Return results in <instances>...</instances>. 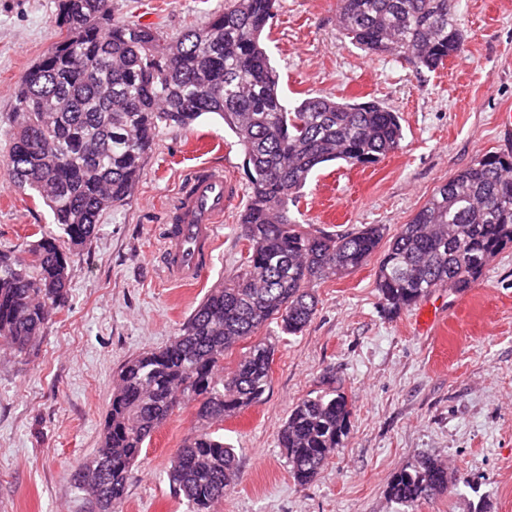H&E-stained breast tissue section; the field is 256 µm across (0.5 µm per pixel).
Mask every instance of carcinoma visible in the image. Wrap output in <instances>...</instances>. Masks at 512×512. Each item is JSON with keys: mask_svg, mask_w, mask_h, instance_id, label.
<instances>
[{"mask_svg": "<svg viewBox=\"0 0 512 512\" xmlns=\"http://www.w3.org/2000/svg\"><path fill=\"white\" fill-rule=\"evenodd\" d=\"M278 0H227L224 12L178 37L111 19L110 0H59L66 36L29 68L16 94L9 180L37 194L62 234H44L23 260L0 251V338L35 349L51 312L68 297L69 268L97 232L103 212L123 204L157 130L218 116L245 155L250 195L240 214L245 261L210 289L160 349L121 368L99 447L75 474L91 512H122L147 439L195 402L199 429L171 460L168 480L189 512H210L237 476L234 449L213 424L262 401L274 347L252 343L231 376L224 354L271 322L303 331L316 311L311 286L340 278L375 253L382 224L351 234L300 229L289 215L319 166L372 164L403 138L399 113L372 100L320 95L290 106L279 90L262 34ZM339 29L368 54L404 58L420 74L460 53L450 0H338ZM512 246V156L486 155L440 185L384 251L376 288L389 315L440 288L463 293L492 257ZM307 395L279 433L289 473L305 487L343 445L349 402L336 380ZM448 469L422 455L396 472L387 494L411 512L446 492Z\"/></svg>", "mask_w": 512, "mask_h": 512, "instance_id": "carcinoma-1", "label": "carcinoma"}]
</instances>
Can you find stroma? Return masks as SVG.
Instances as JSON below:
<instances>
[{"label": "stroma", "instance_id": "obj_1", "mask_svg": "<svg viewBox=\"0 0 512 512\" xmlns=\"http://www.w3.org/2000/svg\"><path fill=\"white\" fill-rule=\"evenodd\" d=\"M120 22L155 20L165 37L203 25L225 0H111ZM337 0H279L264 42L290 103L327 95L363 98L399 112L401 147L369 166L339 161L314 171L290 215L303 230L387 235L432 193L485 154H510L499 129L512 111V0H452L461 52L444 68L415 73L394 55H370L338 28ZM57 0H0V163L13 130L26 70L61 37ZM224 165L239 197L224 216L205 280L187 288L158 262L166 210L185 175ZM250 186L235 134L208 114L186 129L160 128L125 204L101 218L70 267L68 299L31 354L0 340V512H89L71 475L98 448L121 367L164 346L208 290L243 262L249 243L239 216ZM42 199L0 172V249L27 258L51 231ZM372 255L346 276L318 283L319 303L303 333L261 329L275 348L260 403L225 418L219 432L236 452L238 477L217 512H398L392 476L421 455L453 471V494L414 512H512V247L488 262L447 306L432 334L420 333L424 304L394 316L380 308ZM335 375L351 404L348 436L316 480L294 484L278 445L291 407ZM198 428L181 409L145 443L123 512H186L167 469Z\"/></svg>", "mask_w": 512, "mask_h": 512}]
</instances>
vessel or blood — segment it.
<instances>
[{
    "mask_svg": "<svg viewBox=\"0 0 512 512\" xmlns=\"http://www.w3.org/2000/svg\"><path fill=\"white\" fill-rule=\"evenodd\" d=\"M236 188L223 167H194L180 184L168 209L159 262L173 281L193 286L209 271L218 230L235 199Z\"/></svg>",
    "mask_w": 512,
    "mask_h": 512,
    "instance_id": "b4317fda",
    "label": "vessel or blood"
}]
</instances>
